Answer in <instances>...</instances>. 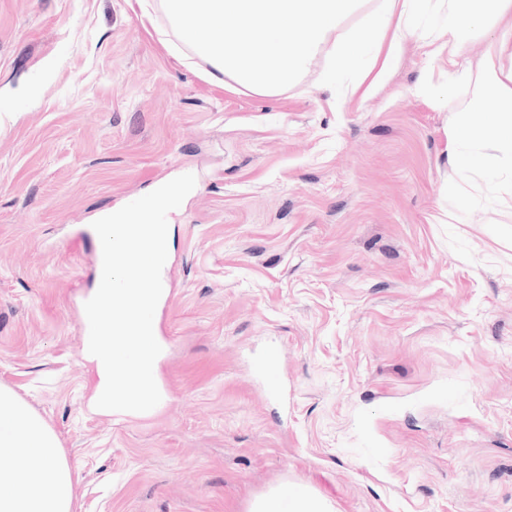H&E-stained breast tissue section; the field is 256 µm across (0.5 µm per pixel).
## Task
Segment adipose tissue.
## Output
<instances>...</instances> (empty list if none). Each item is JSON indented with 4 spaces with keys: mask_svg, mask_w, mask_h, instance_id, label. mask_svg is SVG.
<instances>
[{
    "mask_svg": "<svg viewBox=\"0 0 512 512\" xmlns=\"http://www.w3.org/2000/svg\"><path fill=\"white\" fill-rule=\"evenodd\" d=\"M174 31L203 60L207 78L233 83L263 96L287 88L310 65L316 53L336 60L325 78L343 92L358 91L368 78L382 79L401 50L400 36L415 26L416 0H382L367 15L365 29L378 33L367 41L363 31L340 32L341 22L358 0H161ZM512 10V0H447L446 19L433 39L448 47L456 65L466 28L483 13ZM512 44V20L495 49L473 68L469 102L478 122L457 126L460 140H478L500 151L512 173V113H489L485 104L512 102V84L499 62ZM353 79H346V72ZM0 512H73V477L53 429L8 386L0 384ZM249 512H336L333 503L304 487L288 484L256 498Z\"/></svg>",
    "mask_w": 512,
    "mask_h": 512,
    "instance_id": "1",
    "label": "adipose tissue"
}]
</instances>
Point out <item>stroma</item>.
I'll list each match as a JSON object with an SVG mask.
<instances>
[{
  "mask_svg": "<svg viewBox=\"0 0 512 512\" xmlns=\"http://www.w3.org/2000/svg\"><path fill=\"white\" fill-rule=\"evenodd\" d=\"M386 79L317 57L210 82L160 0H0V384L58 434L74 512H512V179L455 138L470 86L419 0ZM158 409L92 408L89 227L183 174ZM279 381L270 383L266 363ZM333 503L305 487L288 484L256 498L247 512H335Z\"/></svg>",
  "mask_w": 512,
  "mask_h": 512,
  "instance_id": "stroma-1",
  "label": "stroma"
}]
</instances>
